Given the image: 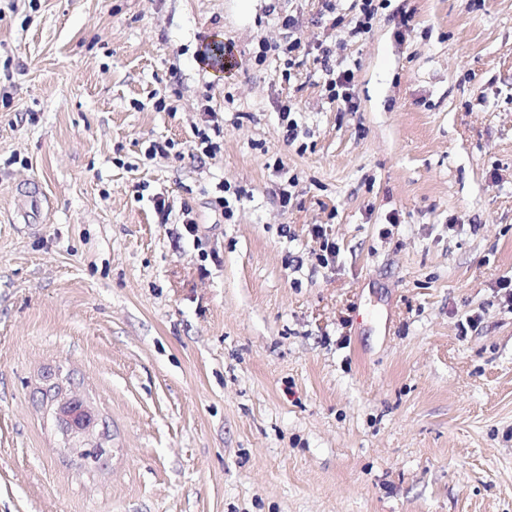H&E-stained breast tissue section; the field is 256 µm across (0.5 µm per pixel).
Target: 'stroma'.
<instances>
[{
	"mask_svg": "<svg viewBox=\"0 0 512 512\" xmlns=\"http://www.w3.org/2000/svg\"><path fill=\"white\" fill-rule=\"evenodd\" d=\"M359 6L0 0V512H512V0ZM384 0H361L360 12L353 18L345 21L344 18H334V25H347L350 28V34L353 37H358L369 33L373 27V21L375 20L378 9L382 8L381 2ZM374 2H380L375 4ZM353 80L354 74L352 71L345 70L336 74L333 78H329L326 81V88L329 92V96L333 100L343 101L349 110L356 108L355 98L353 96ZM52 416L56 424L74 435H91L96 430L93 416L82 403L70 396L64 385L52 402Z\"/></svg>",
	"mask_w": 512,
	"mask_h": 512,
	"instance_id": "1",
	"label": "stroma"
}]
</instances>
